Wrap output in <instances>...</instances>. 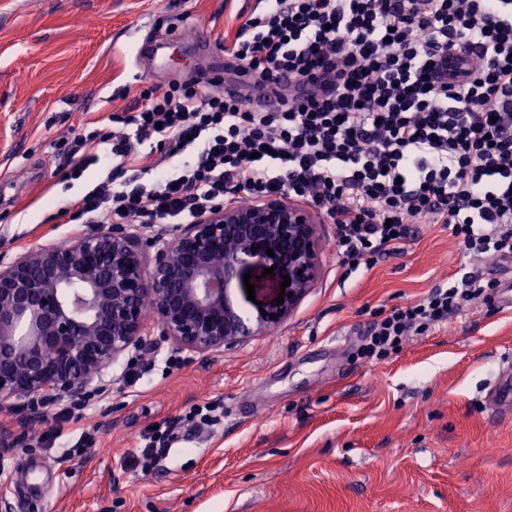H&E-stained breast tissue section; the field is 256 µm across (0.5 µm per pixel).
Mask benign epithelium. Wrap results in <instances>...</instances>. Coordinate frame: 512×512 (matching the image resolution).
<instances>
[{
    "label": "benign epithelium",
    "instance_id": "benign-epithelium-1",
    "mask_svg": "<svg viewBox=\"0 0 512 512\" xmlns=\"http://www.w3.org/2000/svg\"><path fill=\"white\" fill-rule=\"evenodd\" d=\"M316 224L307 208L277 195L181 229L145 225L163 242L150 261L125 224L95 225L64 247L23 250L0 265V412L34 424L51 403L82 400L95 381L101 390L132 350L169 341L181 352H222L264 332L316 281ZM269 258L288 270L290 285L281 305L252 321L226 290Z\"/></svg>",
    "mask_w": 512,
    "mask_h": 512
}]
</instances>
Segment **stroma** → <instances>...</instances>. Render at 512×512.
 Listing matches in <instances>:
<instances>
[{
  "label": "stroma",
  "mask_w": 512,
  "mask_h": 512,
  "mask_svg": "<svg viewBox=\"0 0 512 512\" xmlns=\"http://www.w3.org/2000/svg\"><path fill=\"white\" fill-rule=\"evenodd\" d=\"M255 0H0V259L71 241L83 225L58 210L103 173L71 179L53 147L85 122L107 125L143 86L166 88L206 71L207 56L174 49L176 75L144 71L134 46L157 22L220 41ZM318 276L269 331L224 352L176 353L170 344L121 358L79 411L20 427L28 445L9 461L0 494H29L36 512H512V414L485 402L512 352V312L474 299L398 354L372 363L354 347L392 308L471 275L497 282L512 262L478 260L440 224L418 225L401 248L347 272L336 227L320 218ZM251 266L254 295L230 298L250 315L270 310L286 273ZM181 365L165 370L170 355ZM212 403L214 426L189 420ZM195 442L143 472L137 450L152 430ZM61 459L38 440L76 441Z\"/></svg>",
  "instance_id": "35a3bbf8"
}]
</instances>
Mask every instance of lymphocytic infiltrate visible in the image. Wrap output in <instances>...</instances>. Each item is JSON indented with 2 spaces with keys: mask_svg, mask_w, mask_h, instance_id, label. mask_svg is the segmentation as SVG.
Masks as SVG:
<instances>
[{
  "mask_svg": "<svg viewBox=\"0 0 512 512\" xmlns=\"http://www.w3.org/2000/svg\"><path fill=\"white\" fill-rule=\"evenodd\" d=\"M476 49L467 72L436 56ZM230 67L278 89L269 108L202 78L140 91L55 148L79 178L105 177L60 216L85 224H192L273 194L336 226L355 270L448 226L476 257L512 258V0H265L224 38ZM151 143L158 159L142 165ZM485 290L472 276L433 287L374 322L357 355L386 359Z\"/></svg>",
  "mask_w": 512,
  "mask_h": 512,
  "instance_id": "f902f5d3",
  "label": "lymphocytic infiltrate"
}]
</instances>
